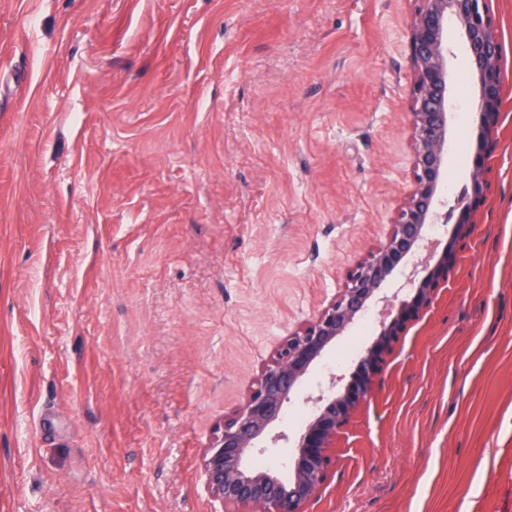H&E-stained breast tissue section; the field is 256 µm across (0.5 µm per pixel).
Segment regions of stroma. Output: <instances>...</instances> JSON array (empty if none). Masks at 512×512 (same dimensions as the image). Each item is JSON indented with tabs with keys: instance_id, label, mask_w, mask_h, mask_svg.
Wrapping results in <instances>:
<instances>
[{
	"instance_id": "1",
	"label": "stroma",
	"mask_w": 512,
	"mask_h": 512,
	"mask_svg": "<svg viewBox=\"0 0 512 512\" xmlns=\"http://www.w3.org/2000/svg\"><path fill=\"white\" fill-rule=\"evenodd\" d=\"M412 0H0V512H221L200 456L409 188ZM477 229L307 512H512V0ZM442 239L478 87L448 28ZM244 459L282 474L301 396Z\"/></svg>"
}]
</instances>
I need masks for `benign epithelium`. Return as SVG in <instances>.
<instances>
[{
	"instance_id": "obj_1",
	"label": "benign epithelium",
	"mask_w": 512,
	"mask_h": 512,
	"mask_svg": "<svg viewBox=\"0 0 512 512\" xmlns=\"http://www.w3.org/2000/svg\"><path fill=\"white\" fill-rule=\"evenodd\" d=\"M405 27L409 88V146L412 154L409 189L395 209L385 239L371 248L348 274L344 287L316 317L291 333L258 374L244 402L224 416L201 457L210 496L224 512H306V505L325 483L334 464L336 437L371 396L394 345L408 326L431 306L437 291L458 261L457 245L475 229L474 213L488 188L489 160L496 147L503 104L501 43L488 0H414ZM466 42L479 86L475 112L479 130L469 170L470 203L457 215L452 240L439 253L405 275L409 292L391 300L385 284L421 247L427 225L435 223L438 194L447 170L448 22ZM391 306L372 342L360 354L349 382L336 389V379L306 396L311 413L292 440V475L283 482L274 472L248 469L244 457L259 447L279 420L283 406L301 381L336 341L372 304Z\"/></svg>"
}]
</instances>
